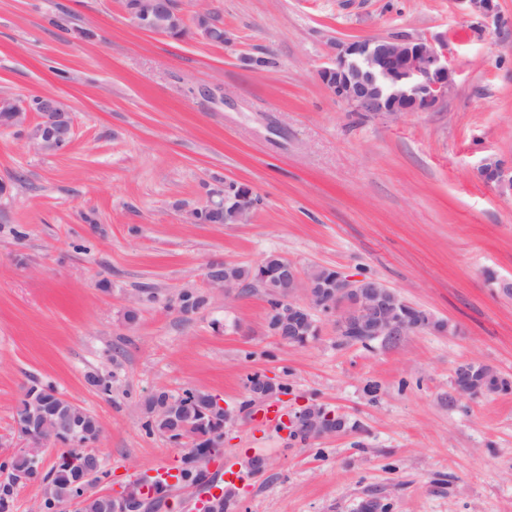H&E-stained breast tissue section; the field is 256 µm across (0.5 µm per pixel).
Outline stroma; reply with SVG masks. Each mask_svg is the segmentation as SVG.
Here are the masks:
<instances>
[{
	"label": "stroma",
	"mask_w": 512,
	"mask_h": 512,
	"mask_svg": "<svg viewBox=\"0 0 512 512\" xmlns=\"http://www.w3.org/2000/svg\"><path fill=\"white\" fill-rule=\"evenodd\" d=\"M209 5L226 43L142 31L122 0H0V93L57 96L76 125L57 152L0 129V482L32 383L98 417L91 490L111 494L181 466L187 447L147 432L137 404L196 388L236 413L210 460L246 472L228 512H356L371 493L388 512H512V392L452 385L473 360L512 379V195L475 175L512 166V0L488 18L457 0ZM391 35L442 43L454 84L426 112H353L317 76L329 47ZM224 179L259 197L250 223H186ZM272 252L372 275L448 329L363 346L325 319L306 346L282 342L262 292L206 279ZM186 288L208 304L182 312ZM255 374L288 388L278 424L251 402ZM312 405L355 429L290 438Z\"/></svg>",
	"instance_id": "1"
}]
</instances>
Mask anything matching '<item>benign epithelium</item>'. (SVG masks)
I'll return each instance as SVG.
<instances>
[{
    "mask_svg": "<svg viewBox=\"0 0 512 512\" xmlns=\"http://www.w3.org/2000/svg\"><path fill=\"white\" fill-rule=\"evenodd\" d=\"M466 10L478 16H487L495 10L494 0H459ZM153 13L126 9L131 22L140 30L151 32L156 16L168 17L180 24L185 16L175 0H155ZM331 62L318 70L319 80L338 100L353 111L376 118H397L406 112H425L434 109L448 94L453 83V71L448 66V53L443 46L423 38L377 37L333 43ZM41 112L38 121L31 120L34 108ZM0 109L7 115L8 126L21 128L32 145L47 151L62 142L73 140L75 134L73 113L64 101L55 96L35 95L20 100L0 94ZM215 288L224 290L228 298L241 291L243 285L231 277L208 274ZM299 268L288 266V279L277 285L280 307L290 311L301 307L313 315L320 312L334 320L336 334L353 328L369 332L379 339L403 336L416 326L394 310L389 303L395 291L380 280L352 277L337 271L336 288L329 296L305 292V299H296L301 288ZM356 293V311L347 310L346 295ZM32 424L37 435L26 439L24 451L38 461L49 444L59 445L66 436L76 434V425L61 414H51L38 401L30 405ZM295 430L304 429L312 438H324L342 433L335 424V416H320L306 408L292 420ZM98 453L89 449L85 459L72 464L79 481L92 484L100 476ZM101 498L114 512H144L140 504L146 499L127 490L119 495L103 494Z\"/></svg>",
    "mask_w": 512,
    "mask_h": 512,
    "instance_id": "obj_1",
    "label": "benign epithelium"
}]
</instances>
